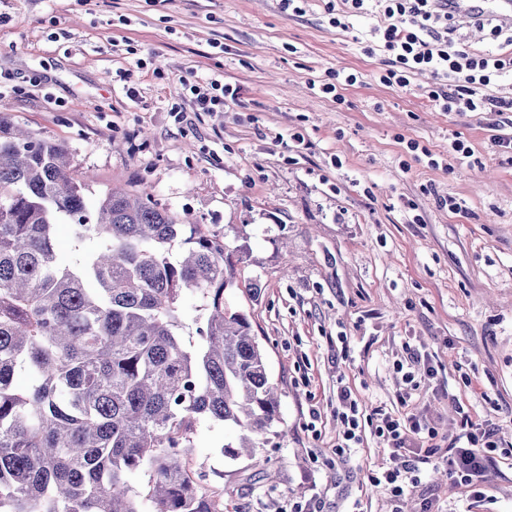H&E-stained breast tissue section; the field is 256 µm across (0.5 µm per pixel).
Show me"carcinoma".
I'll use <instances>...</instances> for the list:
<instances>
[{
	"label": "carcinoma",
	"mask_w": 512,
	"mask_h": 512,
	"mask_svg": "<svg viewBox=\"0 0 512 512\" xmlns=\"http://www.w3.org/2000/svg\"><path fill=\"white\" fill-rule=\"evenodd\" d=\"M229 252L144 191L91 200L64 144L0 113V512H222L185 465L198 423L237 428L236 460L281 421L264 349L224 297ZM186 291L202 299L196 350ZM202 304L200 297L195 293H185L179 302L181 319L183 323L182 337L184 343L191 347L199 344L197 328L201 326L198 321L200 311L199 306Z\"/></svg>",
	"instance_id": "cac0c4a2"
}]
</instances>
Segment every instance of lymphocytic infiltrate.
I'll list each match as a JSON object with an SVG mask.
<instances>
[{"mask_svg":"<svg viewBox=\"0 0 512 512\" xmlns=\"http://www.w3.org/2000/svg\"><path fill=\"white\" fill-rule=\"evenodd\" d=\"M350 11L337 10L327 0L329 23L353 32L352 17L381 15L380 23L368 30L353 32V42L367 55L384 53L387 66L379 74L382 84L404 87L411 75L430 73L434 82L429 101L442 112H512V97L491 95V87L512 77V26L495 19H480L486 29L490 49L475 51L456 38L449 25V0H350ZM190 103L197 114H210L237 102L238 85L213 77L200 83L188 79ZM462 431L448 442V471L455 485L480 492L485 473L499 445L492 434L463 416ZM390 450L391 461L373 474L372 483L400 497L421 482V466L438 450L423 434L420 419L413 414H383L377 427Z\"/></svg>","mask_w":512,"mask_h":512,"instance_id":"obj_1","label":"lymphocytic infiltrate"}]
</instances>
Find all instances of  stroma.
Instances as JSON below:
<instances>
[{"instance_id": "1", "label": "stroma", "mask_w": 512, "mask_h": 512, "mask_svg": "<svg viewBox=\"0 0 512 512\" xmlns=\"http://www.w3.org/2000/svg\"><path fill=\"white\" fill-rule=\"evenodd\" d=\"M323 0H0V112L62 142L89 196L146 190L181 223L244 247L232 309L250 316L280 393L256 467L220 452L235 430L200 422L186 465L224 512H512V162L491 148L497 115L441 112L430 74L388 87L383 56L332 27ZM359 74L340 101L312 90ZM132 70L127 98L117 73ZM221 75L241 100L188 111L182 76ZM184 117H176V108ZM462 135L481 165L430 167ZM452 196L463 206L442 207ZM428 352L408 391L397 361ZM363 407L364 442L338 455V386ZM422 414L447 446L463 415L491 429L485 496L442 460L401 501L371 476L389 458L374 409Z\"/></svg>"}]
</instances>
